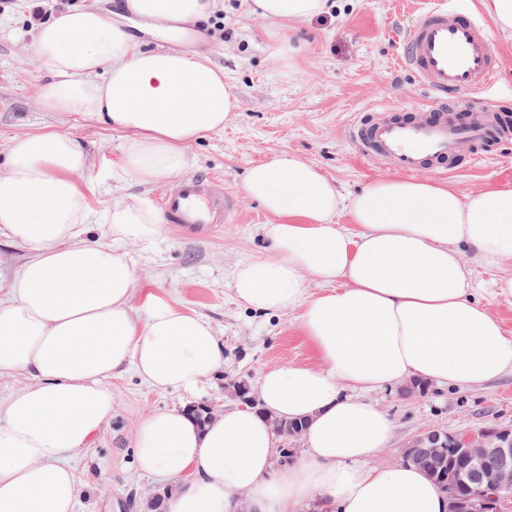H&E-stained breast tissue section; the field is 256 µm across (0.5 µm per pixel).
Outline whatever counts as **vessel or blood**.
<instances>
[{"label":"vessel or blood","mask_w":512,"mask_h":512,"mask_svg":"<svg viewBox=\"0 0 512 512\" xmlns=\"http://www.w3.org/2000/svg\"><path fill=\"white\" fill-rule=\"evenodd\" d=\"M429 0L417 26L398 40L396 61L433 98L431 104L373 106L356 115L349 138L364 159L408 174H454L491 159L512 137V115L475 106L492 89L500 67L486 21ZM213 174L199 172L165 186L157 205L165 223L185 237L212 234L236 209Z\"/></svg>","instance_id":"1"}]
</instances>
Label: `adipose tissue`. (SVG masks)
<instances>
[{"label":"adipose tissue","mask_w":512,"mask_h":512,"mask_svg":"<svg viewBox=\"0 0 512 512\" xmlns=\"http://www.w3.org/2000/svg\"><path fill=\"white\" fill-rule=\"evenodd\" d=\"M268 20L303 21L328 0H254ZM214 0H127L158 25H192ZM35 53L50 79L40 106L128 131L108 178L151 183L186 169V150L222 130L239 102L223 70L171 47L144 50L95 9L71 8L39 25ZM0 161V239L27 260L0 302V378L31 381L0 403V512H73L75 475L64 459L86 448L112 417V377L134 365L153 387L196 390L224 363L210 323L156 297L134 300L135 269L110 240L153 242L162 226L142 196L93 212L78 182L91 163L69 134L11 137ZM245 192L270 215L273 254L236 265L233 289L247 308L299 309L316 367L262 374L260 409L232 407L198 425L186 409L155 411L135 433L137 466L157 484L179 482L168 512H448L421 469L369 460L393 423L368 393L422 379L483 383L512 371V336L474 298V266L501 268L493 293L512 295V189L460 195L428 179L392 175L344 198L333 180L290 153L252 166ZM348 208L351 227L337 224ZM321 291L307 296L306 280ZM306 423L305 447L275 466L267 415Z\"/></svg>","instance_id":"adipose-tissue-1"}]
</instances>
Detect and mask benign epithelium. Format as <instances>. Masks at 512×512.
Returning <instances> with one entry per match:
<instances>
[{"mask_svg": "<svg viewBox=\"0 0 512 512\" xmlns=\"http://www.w3.org/2000/svg\"><path fill=\"white\" fill-rule=\"evenodd\" d=\"M462 448L464 466L448 481V512H504L512 506V435L497 429L481 430L470 435H455ZM444 442L440 432L428 428L413 436L401 451V460L409 462L419 456L429 459L433 473L445 474ZM476 484L470 496L462 499L458 489Z\"/></svg>", "mask_w": 512, "mask_h": 512, "instance_id": "benign-epithelium-1", "label": "benign epithelium"}]
</instances>
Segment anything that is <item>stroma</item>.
Wrapping results in <instances>:
<instances>
[{
  "instance_id": "35a3bbf8",
  "label": "stroma",
  "mask_w": 512,
  "mask_h": 512,
  "mask_svg": "<svg viewBox=\"0 0 512 512\" xmlns=\"http://www.w3.org/2000/svg\"><path fill=\"white\" fill-rule=\"evenodd\" d=\"M123 0H5L0 5V149L7 138L46 127L74 136L90 155L81 183L87 202L104 214L116 195L106 178L122 163L126 131L71 113L43 110L37 95L50 73L33 45L36 27L61 11L85 6L110 22L125 23L134 44L159 49L157 27L130 19ZM252 0H217L215 10L181 40L183 50L202 53L222 68L240 107L223 130L189 146L192 171L217 176L236 197L239 214L211 237L185 238L170 226L149 248L123 243L135 263V304L156 296L210 322L224 347V366L195 393L159 391L134 368L115 375L112 419L88 448L67 459L77 478L74 512H147L145 495L154 483L135 462V431L149 412L203 402L215 412L234 405L227 385H256L262 373L284 363L315 366L317 353L304 335L297 311L264 314L241 305L232 291L236 264L266 257L262 234L268 220L244 190L247 170L271 156L293 153L354 194L388 176L390 168L360 158L350 142L356 114L375 105H421L431 96L397 66L394 31L417 25L412 0H333L329 14L302 22L271 21L251 11ZM460 194L487 188L512 189V140L489 163L448 176ZM391 417L387 448L371 465L398 463L405 443L428 428L468 434L488 426L512 428V373L481 384L430 385L424 395L401 390L370 393Z\"/></svg>"
}]
</instances>
